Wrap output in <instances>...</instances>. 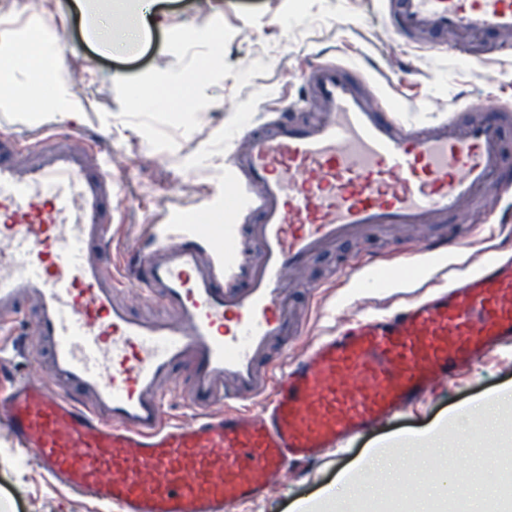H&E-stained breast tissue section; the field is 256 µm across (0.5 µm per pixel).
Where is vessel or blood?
<instances>
[{
    "label": "vessel or blood",
    "instance_id": "obj_1",
    "mask_svg": "<svg viewBox=\"0 0 512 512\" xmlns=\"http://www.w3.org/2000/svg\"><path fill=\"white\" fill-rule=\"evenodd\" d=\"M382 2L409 43L492 34L486 54L512 52V0ZM359 71L310 67L316 120L291 106L235 136L225 243L176 210L182 232L121 274L100 261L112 174L98 150L57 129L0 139V331L25 329L0 349V427L48 479L104 512H234L512 340V256L493 224L488 259L448 263L447 287L263 363L295 331L283 284L310 254L356 231L454 222L497 202L512 170L484 104L406 123L382 71ZM135 293L166 316L135 314ZM174 388L189 420L166 418Z\"/></svg>",
    "mask_w": 512,
    "mask_h": 512
}]
</instances>
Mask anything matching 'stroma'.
<instances>
[{
    "instance_id": "obj_1",
    "label": "stroma",
    "mask_w": 512,
    "mask_h": 512,
    "mask_svg": "<svg viewBox=\"0 0 512 512\" xmlns=\"http://www.w3.org/2000/svg\"><path fill=\"white\" fill-rule=\"evenodd\" d=\"M381 10L380 0H157L148 34L107 52L87 40L100 20L96 9L78 11L74 0H0V40L16 47L37 36L48 43L63 40L64 82L84 104L77 117L68 118L57 111L22 109L13 96L1 97L0 136L32 135L60 124L98 142L115 178L112 248L102 261L121 271L130 249L161 233L167 212L199 214L223 206L224 166L235 133L306 96L300 74L317 61L364 60L382 67L400 90L394 110L418 124L446 118L460 98L512 109V60L479 62L465 41L429 48L408 44L378 25ZM61 16L68 19L62 32L54 26ZM214 21L223 30L216 43L204 38ZM205 60L212 63L209 78L182 108L159 96L143 106L133 104L130 88L159 92L181 85ZM492 222L506 224L512 216L479 206L456 224L398 226L389 237L357 233L324 247L304 270L288 276V304L303 320L290 349L305 347L340 319L397 305L400 291L421 286L424 267L406 255V247L444 233L466 257L483 259L478 227ZM355 254L378 259V284L339 277L340 266ZM465 411L475 422L477 442H493L500 457L512 450V346L486 354L424 402L348 447L294 468L235 512H295L298 501L318 503L325 488L342 504L367 497L379 504L396 491L422 507L435 499L452 500V485H440L436 473L449 466L458 477L480 460L452 444L412 479L371 493H362L354 477L375 453L381 465L401 469L396 440L416 438L415 452L425 453L422 433L449 428L451 416ZM491 415L498 431L493 438L486 432ZM0 512H94V507L49 482L0 429Z\"/></svg>"
}]
</instances>
